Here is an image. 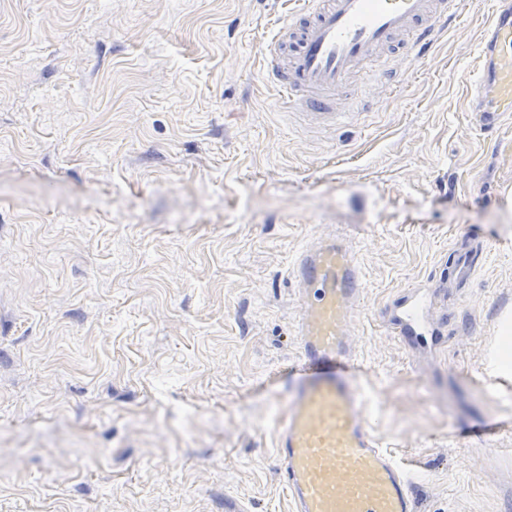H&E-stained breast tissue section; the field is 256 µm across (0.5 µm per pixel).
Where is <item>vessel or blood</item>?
Returning a JSON list of instances; mask_svg holds the SVG:
<instances>
[{
    "mask_svg": "<svg viewBox=\"0 0 512 512\" xmlns=\"http://www.w3.org/2000/svg\"><path fill=\"white\" fill-rule=\"evenodd\" d=\"M489 24L476 72L465 88L479 102L482 130L512 112V0H485ZM461 0H299L298 11L266 46L267 78L279 89L278 107L299 127L322 133L356 119L349 79L378 66L415 64L456 21ZM484 251L458 249L451 272L468 282ZM299 375L276 422L278 472L295 512H415L403 470L373 434L368 398L353 376L358 364L356 315L365 298L350 239L316 238L296 259ZM415 290L400 299L387 324L406 342L438 345L440 319L431 298Z\"/></svg>",
    "mask_w": 512,
    "mask_h": 512,
    "instance_id": "vessel-or-blood-1",
    "label": "vessel or blood"
}]
</instances>
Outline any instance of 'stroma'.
I'll return each mask as SVG.
<instances>
[{
    "instance_id": "1",
    "label": "stroma",
    "mask_w": 512,
    "mask_h": 512,
    "mask_svg": "<svg viewBox=\"0 0 512 512\" xmlns=\"http://www.w3.org/2000/svg\"><path fill=\"white\" fill-rule=\"evenodd\" d=\"M294 0H0V512H292L273 421L298 353L291 269L326 225L365 282L358 380L416 512H512V113L480 131L461 15L357 125L301 132L263 52ZM431 351L381 314L464 237ZM503 430L461 439L481 419ZM483 254L482 246L479 247L478 245L458 249L450 266L451 272L448 273L453 274L458 283L466 284ZM486 368L490 376L508 380L512 377V322L508 314L501 319L499 336Z\"/></svg>"
}]
</instances>
